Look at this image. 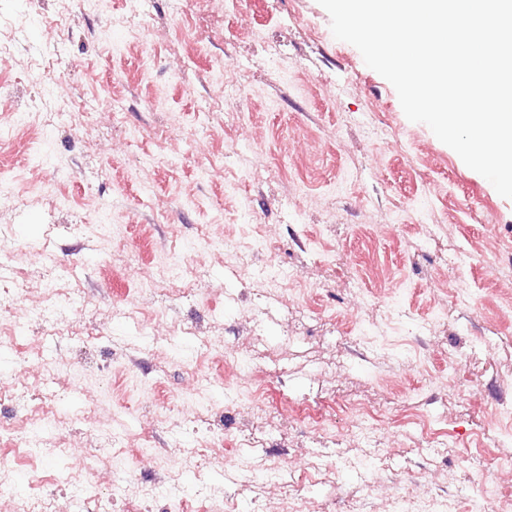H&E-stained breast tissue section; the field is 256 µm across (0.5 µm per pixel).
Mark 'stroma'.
<instances>
[{
	"mask_svg": "<svg viewBox=\"0 0 512 512\" xmlns=\"http://www.w3.org/2000/svg\"><path fill=\"white\" fill-rule=\"evenodd\" d=\"M58 8L0 0L18 47L8 82L26 94L51 69L40 110L71 115L69 127L19 132L0 150L17 177L0 236L50 244L66 269L57 299L99 296L75 335L97 333L99 348L136 359L60 436L111 429L138 443L141 379L155 376L165 410L153 444L179 470L182 495L203 490L216 512H281L292 500L303 512L347 502L391 512L394 496L448 490L457 512H471L490 484L488 512L512 500V476L492 467L512 460L495 414L512 405V200L406 118L394 87L334 38L318 0H215L205 11L146 0L141 16L127 0L100 13L70 0L59 28ZM220 64L240 95L223 98ZM63 195L77 208L59 210ZM106 212L107 237L77 233ZM209 225L246 249L262 239L298 286L257 288L231 254L205 249ZM194 253L208 271L205 303L177 304L156 338L137 335L134 312L155 309L142 283ZM209 340L246 354L265 387L259 408L240 411L235 375L218 359L202 365L208 398L224 407L228 478L194 462L211 417L188 429L175 409L199 388L185 356ZM19 342L49 362L68 339L29 319ZM59 369L47 394L63 395L69 415L86 398L73 373L95 377L96 354ZM356 404L378 411L366 440L351 432ZM320 437L333 443L313 495L298 474L260 481L279 454L308 461ZM244 438L257 444L248 459Z\"/></svg>",
	"mask_w": 512,
	"mask_h": 512,
	"instance_id": "35a3bbf8",
	"label": "stroma"
}]
</instances>
